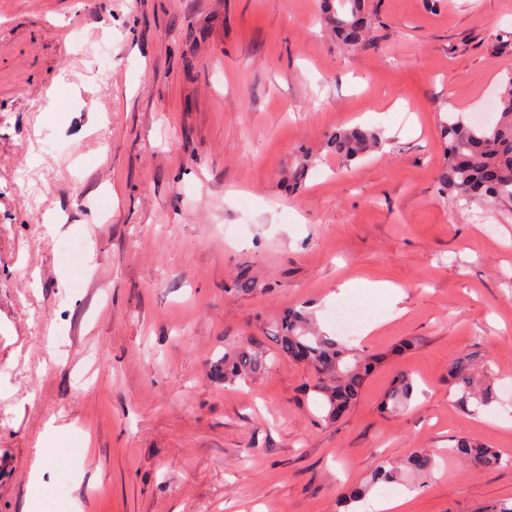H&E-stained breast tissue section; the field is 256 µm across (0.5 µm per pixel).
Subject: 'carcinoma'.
Instances as JSON below:
<instances>
[{"instance_id":"cac0c4a2","label":"carcinoma","mask_w":512,"mask_h":512,"mask_svg":"<svg viewBox=\"0 0 512 512\" xmlns=\"http://www.w3.org/2000/svg\"><path fill=\"white\" fill-rule=\"evenodd\" d=\"M321 21L347 47L356 49L369 42L371 19L365 12L364 0H323ZM441 136L445 142V163L438 175L442 190L467 202L512 203V72L502 82L495 122L473 124L454 114L443 122ZM380 145L379 134L361 125L339 129L326 140L329 151L346 162L360 159ZM276 344L279 355L301 361L316 372L317 379L308 385V392L320 401L328 420H335L354 407L369 372L380 361L378 357L368 358L357 348L321 333L302 310H290L279 319ZM266 364L267 356L256 347L228 346L216 376L224 378L226 383L244 382ZM449 373L463 406L473 403L479 407L492 400L488 389L474 386L472 358L458 359ZM411 394L412 384L401 374L393 379L384 405L396 408ZM453 452L480 468H495L503 462L497 449L467 438L457 440ZM434 467V454L425 448L412 451L401 467L382 461L365 484L344 494L341 504L347 509L375 484L392 483L403 473L426 477Z\"/></svg>"}]
</instances>
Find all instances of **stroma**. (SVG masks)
Masks as SVG:
<instances>
[{
  "label": "stroma",
  "instance_id": "35a3bbf8",
  "mask_svg": "<svg viewBox=\"0 0 512 512\" xmlns=\"http://www.w3.org/2000/svg\"><path fill=\"white\" fill-rule=\"evenodd\" d=\"M318 4L0 0V512H23L39 452L37 512H338L415 448L436 467L398 484L404 512L512 501V213L437 181L442 121L512 71V0H366L356 50ZM357 124L382 144L339 162L325 138ZM355 306L349 341L381 362L340 419L288 358L212 374L228 342L274 355L288 309L336 336ZM467 355L494 395L474 410L448 378ZM461 436L503 464L457 460ZM412 390V384L406 375L397 376L393 379L391 388L385 396L384 406L388 407L391 404V409L398 407L411 397Z\"/></svg>",
  "mask_w": 512,
  "mask_h": 512
}]
</instances>
